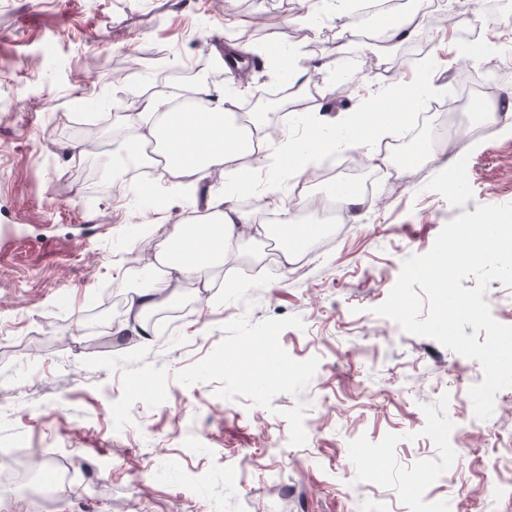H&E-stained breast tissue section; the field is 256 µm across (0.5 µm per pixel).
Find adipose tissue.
Segmentation results:
<instances>
[{
    "label": "adipose tissue",
    "instance_id": "ef3b65f1",
    "mask_svg": "<svg viewBox=\"0 0 512 512\" xmlns=\"http://www.w3.org/2000/svg\"><path fill=\"white\" fill-rule=\"evenodd\" d=\"M427 83V73H416L411 81L398 82L371 99L368 111L350 114L342 148L356 150L375 144L392 127L408 124V104L420 98ZM195 92L199 106L195 112L167 111V101L160 97L146 100L144 114L166 115L164 124L149 129L156 145V165L169 172L194 175L200 181L215 175L230 179L235 174L233 160L252 153L258 170L265 172L266 183L271 187L276 184V175L293 178L310 172L314 160L312 146L272 134L258 115L246 124H237L233 91L217 88L203 79L197 83ZM208 207L207 224L184 222L173 226L167 237L169 249L156 254L166 269L165 278H157L153 269H146L131 296L128 310L139 318L142 334L150 332L145 314L163 304L177 282L209 283L218 264L237 258L236 243L259 240L270 231L269 225L258 223L252 213L231 204L226 195L212 197Z\"/></svg>",
    "mask_w": 512,
    "mask_h": 512
}]
</instances>
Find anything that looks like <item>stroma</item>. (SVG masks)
I'll use <instances>...</instances> for the list:
<instances>
[{"label":"stroma","mask_w":512,"mask_h":512,"mask_svg":"<svg viewBox=\"0 0 512 512\" xmlns=\"http://www.w3.org/2000/svg\"><path fill=\"white\" fill-rule=\"evenodd\" d=\"M480 22L474 55H487L512 103V24L487 0H461ZM312 15L311 25L299 19ZM353 0H0V457H25L35 478L74 472L49 512H482L491 479L512 482V388L493 415L475 418L468 395L482 369L437 341L408 334L375 309L402 263L428 252L442 227L477 206L512 203V136H473L456 183L439 163H407L425 144L444 154L453 124L442 104L459 86L448 51L459 24L422 25L419 39L382 56L364 40ZM251 42H238L242 32ZM253 62L239 87L280 82L269 47L320 72L289 94L305 118L265 115L303 138L316 120L334 131L389 80L432 77L413 113V138L396 131L395 180L371 206L345 208L285 263L249 287L178 286L186 311L162 318L148 343L124 335L130 315L92 311L129 299L132 226L149 220L137 183H89L82 169L111 166L125 120L148 83L188 90L198 70L226 78L224 49ZM120 121L86 140L101 112ZM350 155L294 180L298 219L313 223L350 174ZM237 203L267 217L271 194L254 157L237 164ZM169 205L154 241L197 213L194 177L153 179ZM463 457L450 471L449 455Z\"/></svg>","instance_id":"35a3bbf8"}]
</instances>
